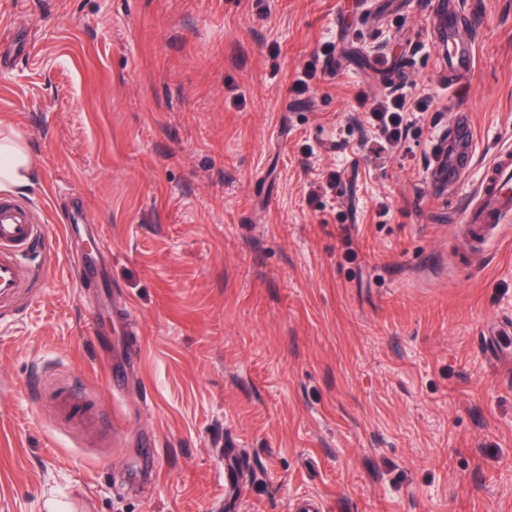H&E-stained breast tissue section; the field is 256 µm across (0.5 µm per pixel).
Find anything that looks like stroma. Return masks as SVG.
<instances>
[{
	"instance_id": "obj_1",
	"label": "stroma",
	"mask_w": 512,
	"mask_h": 512,
	"mask_svg": "<svg viewBox=\"0 0 512 512\" xmlns=\"http://www.w3.org/2000/svg\"><path fill=\"white\" fill-rule=\"evenodd\" d=\"M442 2L0 0V132L47 233L0 310V512H512V336L484 345L512 227L471 247L425 180L458 113L463 193L512 147V0H454L455 86ZM401 96L380 146L361 102ZM460 28V21L458 17L453 14L452 11L448 10V13L440 15L436 21L434 29L432 31V44L436 42L441 43V46L448 41V54L450 49V41L452 38L457 36ZM441 35L439 38L438 36ZM437 38V39H436ZM35 166L28 147L0 135V190L24 192L35 179ZM73 263L80 287L87 288L90 285L103 286V271L90 257V255L75 252L73 254Z\"/></svg>"
}]
</instances>
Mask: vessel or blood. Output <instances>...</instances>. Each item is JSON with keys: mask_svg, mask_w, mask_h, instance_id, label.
Wrapping results in <instances>:
<instances>
[{"mask_svg": "<svg viewBox=\"0 0 512 512\" xmlns=\"http://www.w3.org/2000/svg\"><path fill=\"white\" fill-rule=\"evenodd\" d=\"M462 149L456 154H438L432 164V181L460 187L463 165L472 152L471 137L460 140ZM512 218V151L497 153L485 169L479 189L467 208L462 234L470 241L482 243L499 230L505 219ZM44 225L35 223L31 208L12 200L0 198V306H9L24 288L30 285L31 271L26 254L43 244ZM73 263L80 286L99 285L104 281L102 269L90 257L74 253Z\"/></svg>", "mask_w": 512, "mask_h": 512, "instance_id": "1", "label": "vessel or blood"}]
</instances>
